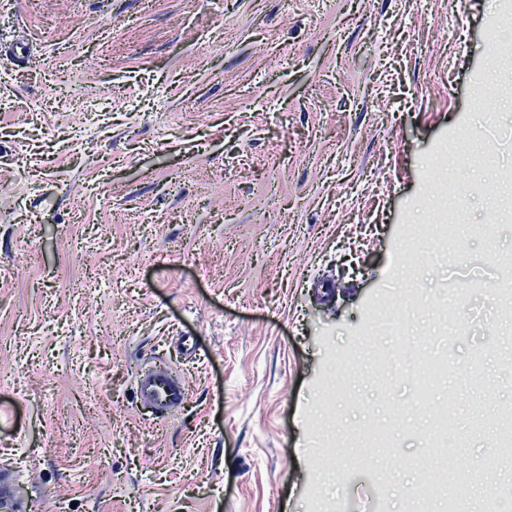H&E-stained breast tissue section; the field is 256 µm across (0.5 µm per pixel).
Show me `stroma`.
I'll return each mask as SVG.
<instances>
[{
  "instance_id": "stroma-1",
  "label": "stroma",
  "mask_w": 512,
  "mask_h": 512,
  "mask_svg": "<svg viewBox=\"0 0 512 512\" xmlns=\"http://www.w3.org/2000/svg\"><path fill=\"white\" fill-rule=\"evenodd\" d=\"M2 9L0 473L19 497L417 512L443 414L465 512L476 468L512 487L471 414L512 410L502 0ZM390 317L450 359L426 405L385 363ZM155 365L188 384L165 418L135 392Z\"/></svg>"
}]
</instances>
